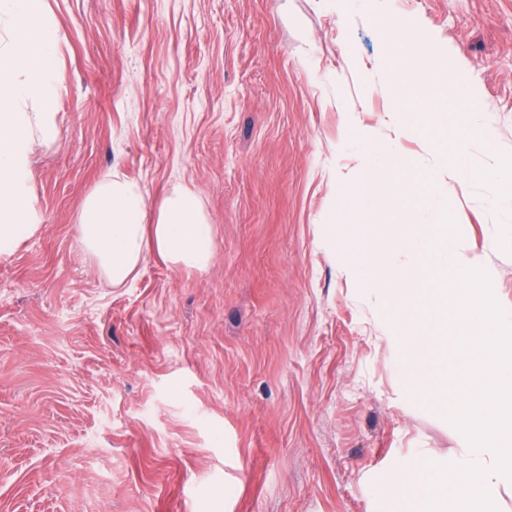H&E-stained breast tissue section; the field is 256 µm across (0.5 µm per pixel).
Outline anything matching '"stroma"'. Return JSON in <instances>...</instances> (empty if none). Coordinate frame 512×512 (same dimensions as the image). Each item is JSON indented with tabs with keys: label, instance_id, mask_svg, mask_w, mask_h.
Wrapping results in <instances>:
<instances>
[{
	"label": "stroma",
	"instance_id": "35a3bbf8",
	"mask_svg": "<svg viewBox=\"0 0 512 512\" xmlns=\"http://www.w3.org/2000/svg\"><path fill=\"white\" fill-rule=\"evenodd\" d=\"M469 83L452 133L397 128L391 48L367 0H46L57 141L35 150V234L0 257V512H416L417 480L469 460L418 394L393 289L335 248L346 188L395 143L401 222L443 204L512 312V0H379ZM118 173L158 204L189 187L205 270L146 251L112 286L77 226Z\"/></svg>",
	"mask_w": 512,
	"mask_h": 512
}]
</instances>
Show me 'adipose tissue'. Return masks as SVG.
<instances>
[{"label":"adipose tissue","instance_id":"obj_1","mask_svg":"<svg viewBox=\"0 0 512 512\" xmlns=\"http://www.w3.org/2000/svg\"><path fill=\"white\" fill-rule=\"evenodd\" d=\"M382 27L398 55L425 72L424 81L405 77L398 90L402 102H422L415 128H429L441 97L474 107L473 89L459 80L448 81L446 68L433 63L429 47L404 24L386 19ZM78 224L87 251L115 285L132 275L150 246L166 261L199 270L207 268L214 255L212 226L198 196L185 187L173 188L151 213L138 185L109 174L86 197Z\"/></svg>","mask_w":512,"mask_h":512}]
</instances>
